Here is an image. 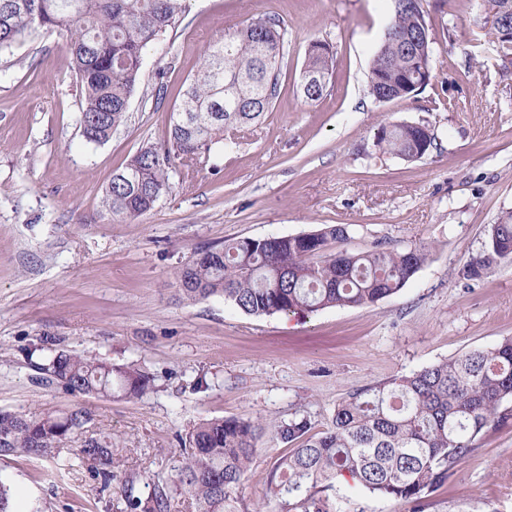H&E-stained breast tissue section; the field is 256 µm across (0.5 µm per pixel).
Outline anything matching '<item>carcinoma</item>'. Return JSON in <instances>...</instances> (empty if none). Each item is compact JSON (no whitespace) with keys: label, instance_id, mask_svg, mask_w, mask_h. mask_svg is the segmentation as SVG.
<instances>
[{"label":"carcinoma","instance_id":"1","mask_svg":"<svg viewBox=\"0 0 512 512\" xmlns=\"http://www.w3.org/2000/svg\"><path fill=\"white\" fill-rule=\"evenodd\" d=\"M187 0H0V53L32 36L64 38L80 102L81 136L103 144L122 125L135 93L146 51L164 41L186 12ZM393 16L367 75L371 98L388 91L412 97L431 79L434 40L413 43L430 30L425 0H392ZM286 24L257 18L227 33L203 51L197 71L186 78L170 115L166 140L148 144L112 176L103 196L105 214L131 222L172 193L171 174L182 177L209 168L228 145L230 131L261 122L279 95L286 54ZM330 45L310 43L297 93L319 101L330 81ZM437 135L425 123H388L374 136L378 154L412 161L435 148ZM350 237L346 224L318 233L232 238L220 248L196 251L176 273L181 297L201 302L221 297L256 316L311 314L331 307L374 304L398 293L429 258V249L382 243L363 252H326L328 241ZM512 262V213L492 226L482 251L459 270L480 278L492 264ZM46 380L72 393L141 397L155 378L133 365H117L66 350L40 367ZM512 417V339L474 349L418 371L367 385L336 405L330 424L311 433L305 416L269 429L260 420L210 418L181 439L182 462L169 482L137 490L139 475L124 477L120 512H170L174 496H190L192 512H237L234 503L264 435L291 445L266 481L256 512H341L331 496L336 477L347 474L373 497L393 500L406 512H423L425 502L448 483L454 468L474 451L488 426ZM88 412L72 406L58 412L20 414L0 410V455L48 456L84 433ZM78 459L111 484L123 449L112 437H86Z\"/></svg>","mask_w":512,"mask_h":512}]
</instances>
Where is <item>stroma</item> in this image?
Segmentation results:
<instances>
[{"label": "stroma", "instance_id": "35a3bbf8", "mask_svg": "<svg viewBox=\"0 0 512 512\" xmlns=\"http://www.w3.org/2000/svg\"><path fill=\"white\" fill-rule=\"evenodd\" d=\"M432 77L415 96L376 103L366 75L391 0H189L181 24L145 56L126 120L86 143L59 36L0 54V409L25 414L84 407L87 435L121 437L123 470L170 480L178 435L207 418L307 416L327 425L353 390L512 338V263L475 281L458 271L492 224L512 211V64L484 27L488 0H427ZM288 24L281 91L263 124L220 160L177 182L134 222L105 215L112 174L168 134L182 82L204 46L265 16ZM328 42L334 74L323 99L296 92L312 41ZM165 84L162 105L152 97ZM429 123L440 145L404 161L368 154L377 130ZM346 224L330 251L387 241L430 257L397 294L310 316H254L223 299H180L175 271L204 247ZM134 363L155 378L139 398L99 397L46 382L51 350ZM210 387L193 388L197 376ZM71 439L52 459L0 456L14 512H116L121 483L101 490ZM286 444L261 439L240 497L262 502ZM342 512H403L338 480ZM424 512H512V423L486 429Z\"/></svg>", "mask_w": 512, "mask_h": 512}]
</instances>
